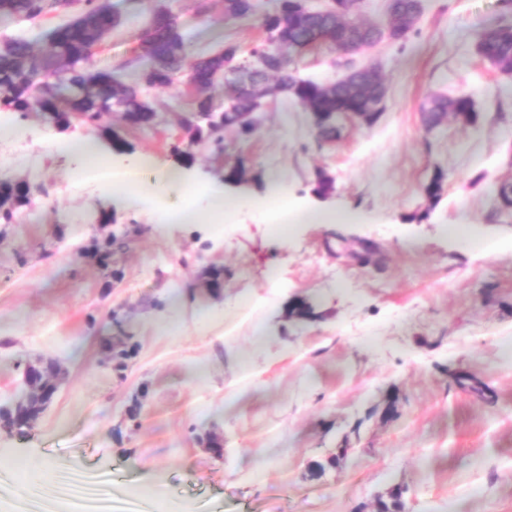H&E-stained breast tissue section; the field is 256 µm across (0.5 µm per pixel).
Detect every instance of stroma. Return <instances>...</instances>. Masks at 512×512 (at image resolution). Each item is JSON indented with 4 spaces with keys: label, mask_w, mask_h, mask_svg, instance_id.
<instances>
[{
    "label": "stroma",
    "mask_w": 512,
    "mask_h": 512,
    "mask_svg": "<svg viewBox=\"0 0 512 512\" xmlns=\"http://www.w3.org/2000/svg\"><path fill=\"white\" fill-rule=\"evenodd\" d=\"M111 3L126 23L95 49L100 69L131 56L148 19L147 0ZM170 5L192 36L184 70L225 42L247 51L265 37L260 18L226 17L224 0L204 21L194 0ZM506 12L502 0H423L405 44L295 54L299 75L321 83L375 65L384 112L369 126L343 117L324 144L302 105L263 100L253 135L225 132L227 153L192 149L193 167L219 180L245 161L234 220L160 226L147 211L113 212L110 277L89 253L103 235L96 184H75L28 113V137L0 141V179L39 188L0 229V401L19 393L20 363L55 359L67 376L31 430L0 428L11 473L0 512H376L396 489L401 512H512V213L495 204L512 183V75L476 53ZM433 93L469 94L478 127L451 118L426 130ZM151 96L155 128L128 129L118 113L112 124L167 163L184 141L188 87ZM440 169L441 196L428 199ZM275 171L289 203L351 210L357 223L298 224L254 244ZM218 271L216 297L205 286ZM301 299L310 317H289ZM104 336L134 345L126 370L106 363ZM453 370L492 397L457 387ZM214 436L223 457L207 450Z\"/></svg>",
    "instance_id": "obj_1"
}]
</instances>
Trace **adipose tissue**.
<instances>
[{
    "label": "adipose tissue",
    "instance_id": "1",
    "mask_svg": "<svg viewBox=\"0 0 512 512\" xmlns=\"http://www.w3.org/2000/svg\"><path fill=\"white\" fill-rule=\"evenodd\" d=\"M45 146L53 156L73 161L72 177L82 182L83 172L90 159L101 157L100 143L91 136L74 138L63 134L47 137ZM110 179L100 182L99 193L116 208L137 211L153 206L158 223L199 224L210 216H233L242 204L238 195L228 191L224 182L200 180L187 166L174 164L159 169L155 157L147 152L124 157L110 154ZM161 170L159 186H150L145 176Z\"/></svg>",
    "mask_w": 512,
    "mask_h": 512
}]
</instances>
